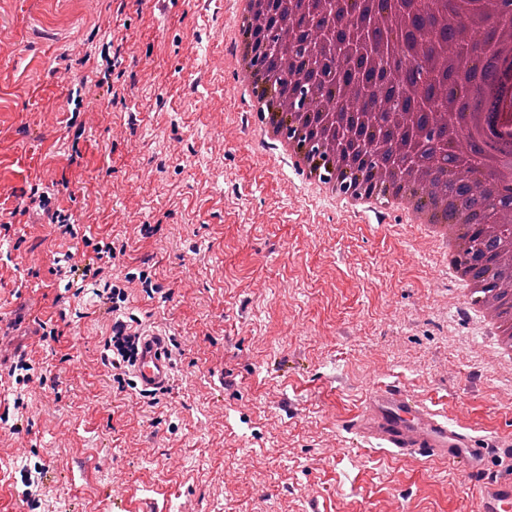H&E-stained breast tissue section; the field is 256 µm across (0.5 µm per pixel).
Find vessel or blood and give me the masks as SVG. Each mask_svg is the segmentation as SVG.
Returning <instances> with one entry per match:
<instances>
[{"mask_svg":"<svg viewBox=\"0 0 512 512\" xmlns=\"http://www.w3.org/2000/svg\"><path fill=\"white\" fill-rule=\"evenodd\" d=\"M167 341L149 336L136 367L141 387L162 388L171 378ZM353 442L373 443L389 456L444 463L477 488V512H512V478L491 474L492 462L512 463V438L479 436L410 394L400 384L367 392L346 423Z\"/></svg>","mask_w":512,"mask_h":512,"instance_id":"1","label":"vessel or blood"}]
</instances>
